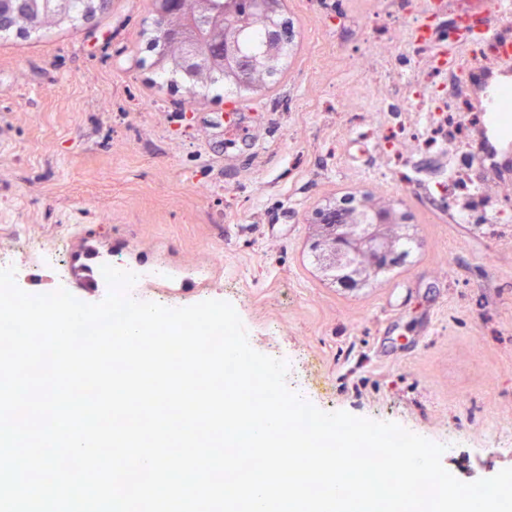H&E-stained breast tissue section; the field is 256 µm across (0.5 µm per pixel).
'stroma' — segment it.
Returning <instances> with one entry per match:
<instances>
[{"instance_id": "35a3bbf8", "label": "stroma", "mask_w": 512, "mask_h": 512, "mask_svg": "<svg viewBox=\"0 0 512 512\" xmlns=\"http://www.w3.org/2000/svg\"><path fill=\"white\" fill-rule=\"evenodd\" d=\"M512 35L480 0H285L294 39L276 82L190 91L160 70L150 0L0 33V252L23 290H74L88 266L161 271L131 289L183 307L230 302L250 345L327 412L392 421L445 445L464 482L512 467V170L481 163L467 78L479 37ZM455 46V75L434 57ZM483 192L456 223L449 163ZM400 200L417 246L362 288L313 260L316 208Z\"/></svg>"}]
</instances>
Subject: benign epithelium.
<instances>
[{"instance_id": "benign-epithelium-1", "label": "benign epithelium", "mask_w": 512, "mask_h": 512, "mask_svg": "<svg viewBox=\"0 0 512 512\" xmlns=\"http://www.w3.org/2000/svg\"><path fill=\"white\" fill-rule=\"evenodd\" d=\"M27 0H0V18L25 21ZM155 38L169 54L157 62L188 79L218 75L224 83L256 87L277 74L276 63L284 46L293 40V29L284 14V0H151ZM265 29V51L246 55V30ZM369 214L373 223L398 224L402 215L392 205L373 206L365 197L349 196L332 207L312 212L309 223L317 227L322 262L359 257L372 270L381 272L396 265L399 254L388 237L336 235V225L355 223Z\"/></svg>"}]
</instances>
